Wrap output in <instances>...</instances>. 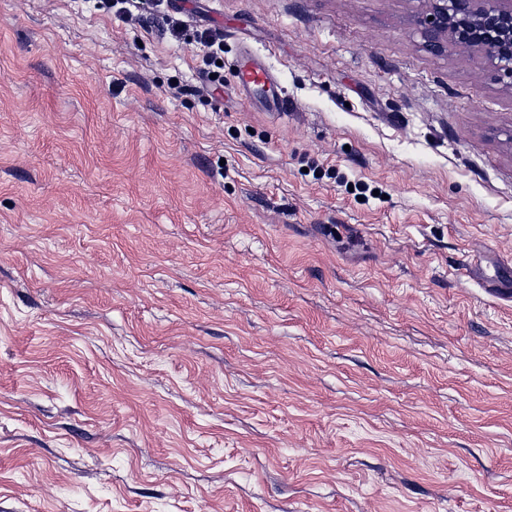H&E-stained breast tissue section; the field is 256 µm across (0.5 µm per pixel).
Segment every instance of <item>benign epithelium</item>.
Instances as JSON below:
<instances>
[{"label":"benign epithelium","instance_id":"benign-epithelium-1","mask_svg":"<svg viewBox=\"0 0 512 512\" xmlns=\"http://www.w3.org/2000/svg\"><path fill=\"white\" fill-rule=\"evenodd\" d=\"M419 24L430 50L467 45L512 79V0H430Z\"/></svg>","mask_w":512,"mask_h":512}]
</instances>
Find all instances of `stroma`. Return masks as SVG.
<instances>
[{"instance_id": "stroma-1", "label": "stroma", "mask_w": 512, "mask_h": 512, "mask_svg": "<svg viewBox=\"0 0 512 512\" xmlns=\"http://www.w3.org/2000/svg\"><path fill=\"white\" fill-rule=\"evenodd\" d=\"M427 10L0 0V512H512V79ZM239 91L246 98L258 99L266 112L277 116L288 112V99L279 79L257 55L243 52L232 63Z\"/></svg>"}]
</instances>
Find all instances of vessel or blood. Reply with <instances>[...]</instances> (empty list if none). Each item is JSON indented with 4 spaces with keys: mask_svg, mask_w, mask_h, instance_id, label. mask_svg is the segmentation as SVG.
<instances>
[{
    "mask_svg": "<svg viewBox=\"0 0 512 512\" xmlns=\"http://www.w3.org/2000/svg\"><path fill=\"white\" fill-rule=\"evenodd\" d=\"M240 92L245 98L258 99L268 112L276 115L288 110V99L278 78L257 55L244 52L232 63Z\"/></svg>",
    "mask_w": 512,
    "mask_h": 512,
    "instance_id": "obj_1",
    "label": "vessel or blood"
}]
</instances>
